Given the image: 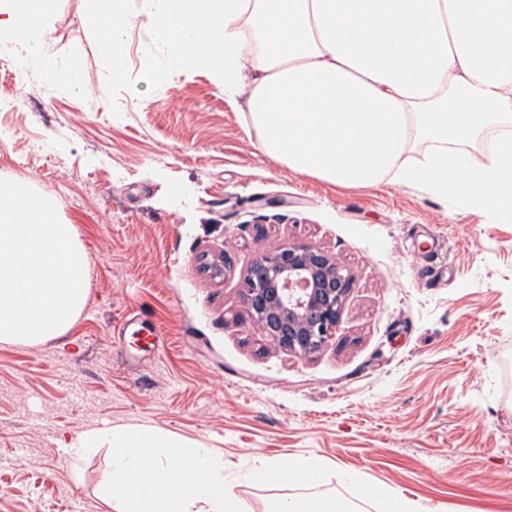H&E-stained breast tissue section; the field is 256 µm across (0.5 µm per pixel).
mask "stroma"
Here are the masks:
<instances>
[{
	"label": "stroma",
	"instance_id": "35a3bbf8",
	"mask_svg": "<svg viewBox=\"0 0 512 512\" xmlns=\"http://www.w3.org/2000/svg\"><path fill=\"white\" fill-rule=\"evenodd\" d=\"M89 0H55L45 49L0 43V179L53 198L91 262L66 336L0 343V512H114L110 455L67 464L63 440L144 423L224 455L244 512L280 489L262 462L324 458L424 512H512V223L418 185L345 188L263 155L204 70L155 85L156 27L135 24L113 81ZM85 95L52 86L45 56ZM41 144L44 155L29 152ZM308 245L353 277L340 326L302 357L242 298L259 251Z\"/></svg>",
	"mask_w": 512,
	"mask_h": 512
}]
</instances>
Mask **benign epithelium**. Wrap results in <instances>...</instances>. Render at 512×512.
Segmentation results:
<instances>
[{"label": "benign epithelium", "mask_w": 512, "mask_h": 512, "mask_svg": "<svg viewBox=\"0 0 512 512\" xmlns=\"http://www.w3.org/2000/svg\"><path fill=\"white\" fill-rule=\"evenodd\" d=\"M352 284L339 261L317 248L288 244L272 255H258L244 303L266 335L307 356L335 335Z\"/></svg>", "instance_id": "obj_1"}]
</instances>
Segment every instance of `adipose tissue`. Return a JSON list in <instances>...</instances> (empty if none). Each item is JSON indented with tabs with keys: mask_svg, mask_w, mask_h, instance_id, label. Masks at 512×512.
<instances>
[{
	"mask_svg": "<svg viewBox=\"0 0 512 512\" xmlns=\"http://www.w3.org/2000/svg\"><path fill=\"white\" fill-rule=\"evenodd\" d=\"M34 2L0 0V41L46 45ZM147 22L161 35L156 79L204 69L225 97L246 95L262 153L288 170L345 186L416 183L512 222V146L478 159L465 150L512 114V0H163ZM84 23L121 80L133 16L93 0ZM326 470L324 459L300 457L262 463L253 478L297 486L273 512H358L369 498L420 512L352 473L343 480L357 498L321 492Z\"/></svg>",
	"mask_w": 512,
	"mask_h": 512,
	"instance_id": "adipose-tissue-1",
	"label": "adipose tissue"
}]
</instances>
